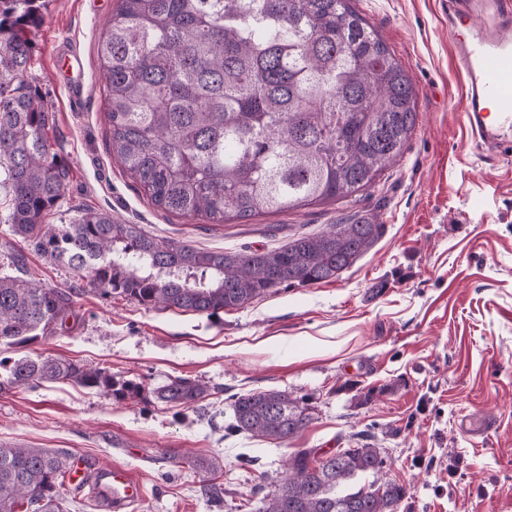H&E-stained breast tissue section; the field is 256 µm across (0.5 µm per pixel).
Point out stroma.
<instances>
[{"label": "stroma", "mask_w": 512, "mask_h": 512, "mask_svg": "<svg viewBox=\"0 0 512 512\" xmlns=\"http://www.w3.org/2000/svg\"><path fill=\"white\" fill-rule=\"evenodd\" d=\"M418 90L416 128L400 159L347 200L244 223L209 224L156 209L113 157L98 41L116 0H42L29 71L50 113L47 137L69 177L45 218L88 210L210 250L268 249L367 217L383 236L330 282L280 287L212 317L102 298L68 265L14 234L0 189V274L20 251L47 286L73 291L77 319L30 354L108 369L153 389L206 383L189 408L126 401L69 384L0 391V443L64 449L87 468L121 462L143 485L127 512H257L291 454L371 444L409 494L399 512H512V152L478 148L460 118L462 88L439 0H355ZM81 53L73 102L54 45ZM307 396V427L276 444L227 433L236 393ZM374 390L368 403L361 392ZM494 428L481 432L485 420ZM469 421L473 432L461 430ZM216 458L214 472L193 469ZM219 498H211L210 487Z\"/></svg>", "instance_id": "obj_1"}]
</instances>
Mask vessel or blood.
I'll return each mask as SVG.
<instances>
[{
	"label": "vessel or blood",
	"instance_id": "vessel-or-blood-1",
	"mask_svg": "<svg viewBox=\"0 0 512 512\" xmlns=\"http://www.w3.org/2000/svg\"><path fill=\"white\" fill-rule=\"evenodd\" d=\"M449 26L472 25L469 39L453 43L458 78L465 96L463 120L480 145L512 144V0H447ZM131 470L112 465L101 470L97 492L114 512L142 496Z\"/></svg>",
	"mask_w": 512,
	"mask_h": 512
}]
</instances>
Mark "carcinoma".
Wrapping results in <instances>:
<instances>
[{
    "label": "carcinoma",
    "instance_id": "obj_1",
    "mask_svg": "<svg viewBox=\"0 0 512 512\" xmlns=\"http://www.w3.org/2000/svg\"><path fill=\"white\" fill-rule=\"evenodd\" d=\"M38 0H0V185L13 232L85 273L104 297L199 315L239 309L283 284L339 277L382 236L369 220L335 224L273 250L202 251L157 238L103 211L62 227L44 219L67 167L45 137L50 114L28 79ZM353 0H117L99 45L111 151L161 210L214 224L342 200L372 185L414 132L417 89ZM0 275V346L19 350L65 331L71 290L30 276L22 256ZM0 390L69 383L138 398L141 386L104 368L28 355ZM209 392L176 377L155 399L190 407ZM281 390L234 396L232 429L286 440L310 420ZM67 450L0 443V512H63ZM363 444L289 458L288 481L259 512H397L406 486L383 480Z\"/></svg>",
    "mask_w": 512,
    "mask_h": 512
}]
</instances>
